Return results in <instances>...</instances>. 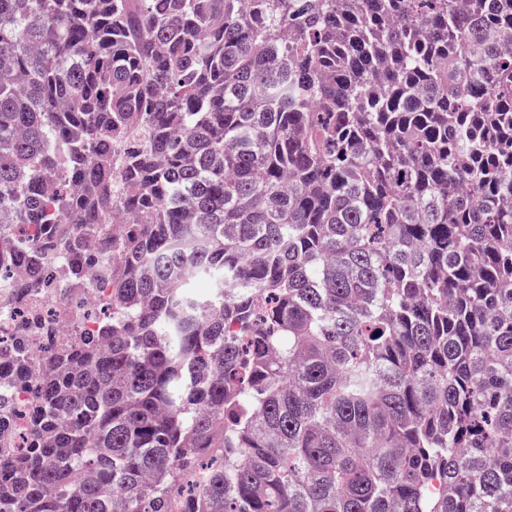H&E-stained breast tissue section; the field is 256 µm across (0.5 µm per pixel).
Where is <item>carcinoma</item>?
Returning a JSON list of instances; mask_svg holds the SVG:
<instances>
[{"instance_id":"1","label":"carcinoma","mask_w":512,"mask_h":512,"mask_svg":"<svg viewBox=\"0 0 512 512\" xmlns=\"http://www.w3.org/2000/svg\"><path fill=\"white\" fill-rule=\"evenodd\" d=\"M258 2L0 0V512H512V0ZM17 275L14 271L8 277L0 276V338L6 341L13 334L15 324L29 312L40 313L44 332L40 336H64L65 328L70 318L77 312L83 311L85 303L92 301L90 289L85 288L80 293L67 292L66 301L58 295L46 293L34 300L14 299V287Z\"/></svg>"}]
</instances>
